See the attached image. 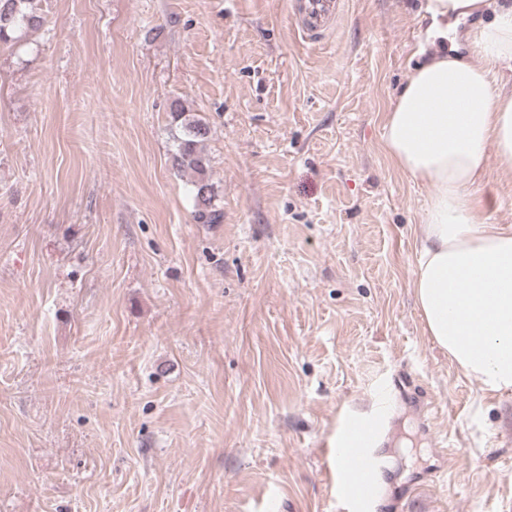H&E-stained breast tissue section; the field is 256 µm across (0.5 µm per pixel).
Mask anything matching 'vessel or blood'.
I'll list each match as a JSON object with an SVG mask.
<instances>
[{"mask_svg": "<svg viewBox=\"0 0 512 512\" xmlns=\"http://www.w3.org/2000/svg\"><path fill=\"white\" fill-rule=\"evenodd\" d=\"M344 6L343 0H300V34L317 39L333 29ZM384 415L376 413L369 420L347 419L343 442L336 454V485L344 497L346 512H369L380 494L381 456L378 446L383 433Z\"/></svg>", "mask_w": 512, "mask_h": 512, "instance_id": "b4317fda", "label": "vessel or blood"}]
</instances>
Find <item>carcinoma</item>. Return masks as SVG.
<instances>
[{"label": "carcinoma", "instance_id": "obj_1", "mask_svg": "<svg viewBox=\"0 0 512 512\" xmlns=\"http://www.w3.org/2000/svg\"><path fill=\"white\" fill-rule=\"evenodd\" d=\"M44 24L41 0H0V46L27 42ZM169 110L181 128L180 136L175 139L173 166L193 175L194 220L198 224H219L223 213L215 204L210 158L204 148L210 128L202 120L191 117L178 98L171 101Z\"/></svg>", "mask_w": 512, "mask_h": 512}]
</instances>
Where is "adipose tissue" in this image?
Listing matches in <instances>:
<instances>
[{
	"mask_svg": "<svg viewBox=\"0 0 512 512\" xmlns=\"http://www.w3.org/2000/svg\"><path fill=\"white\" fill-rule=\"evenodd\" d=\"M438 47L411 71L385 115L389 157L433 186L414 255V288L426 332L490 391H512V225L477 224L469 193L489 156L512 174V4L429 0ZM462 31L463 46H447Z\"/></svg>",
	"mask_w": 512,
	"mask_h": 512,
	"instance_id": "adipose-tissue-1",
	"label": "adipose tissue"
}]
</instances>
